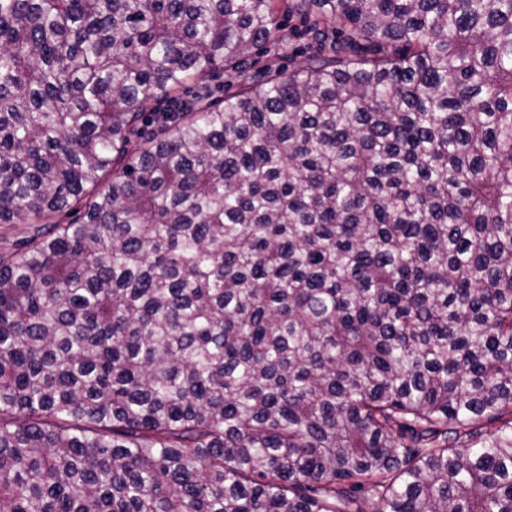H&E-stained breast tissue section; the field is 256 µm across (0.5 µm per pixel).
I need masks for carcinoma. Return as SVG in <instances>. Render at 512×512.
Returning <instances> with one entry per match:
<instances>
[{"label":"carcinoma","instance_id":"cac0c4a2","mask_svg":"<svg viewBox=\"0 0 512 512\" xmlns=\"http://www.w3.org/2000/svg\"><path fill=\"white\" fill-rule=\"evenodd\" d=\"M0 224V512H512V0H0ZM302 61L303 57L299 55L293 58H288V54L273 57L266 46L251 49L246 60L248 69L253 74H262L268 69H280L288 74V71L297 68ZM0 224V257L12 252L18 243L25 240L31 233L32 227L38 224ZM26 225V226H23Z\"/></svg>","mask_w":512,"mask_h":512}]
</instances>
